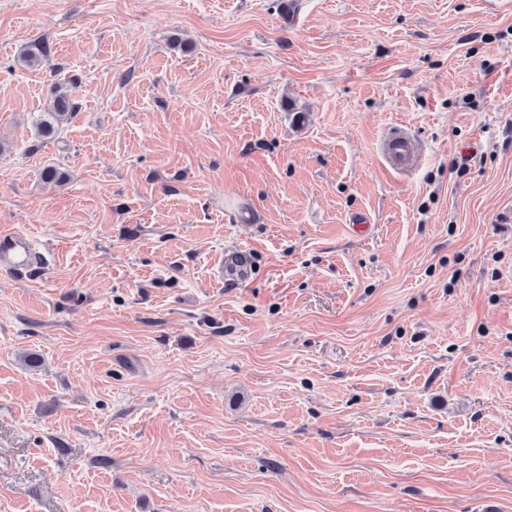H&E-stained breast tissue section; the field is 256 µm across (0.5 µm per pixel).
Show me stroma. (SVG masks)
<instances>
[{
    "label": "stroma",
    "instance_id": "1",
    "mask_svg": "<svg viewBox=\"0 0 512 512\" xmlns=\"http://www.w3.org/2000/svg\"><path fill=\"white\" fill-rule=\"evenodd\" d=\"M1 233L0 512H512V0H0ZM76 108V104L69 95L64 93L58 95L52 104V112H43L46 115L39 123L40 129L46 132L54 131V124L66 119L76 111ZM387 157L396 167L412 165L418 156V146L414 140L402 133L391 136L385 144ZM44 250L33 240L18 234H1L0 268L14 274L28 272L35 264H46ZM248 254L249 250L245 247H238L233 251L226 252L224 263L221 262L216 270L217 277L228 281L242 275L249 265Z\"/></svg>",
    "mask_w": 512,
    "mask_h": 512
}]
</instances>
